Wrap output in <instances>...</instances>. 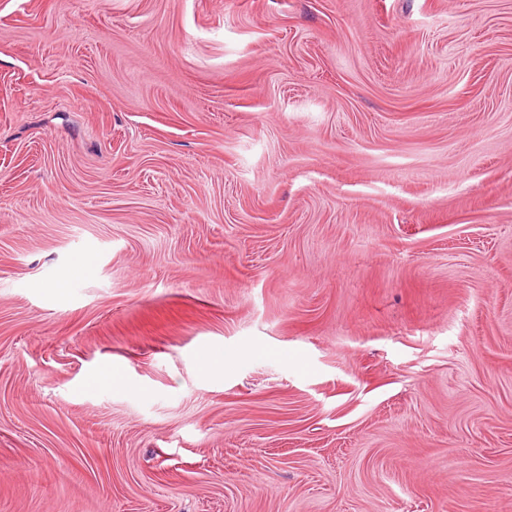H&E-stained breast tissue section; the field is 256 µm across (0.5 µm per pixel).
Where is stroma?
Wrapping results in <instances>:
<instances>
[{"label": "stroma", "mask_w": 512, "mask_h": 512, "mask_svg": "<svg viewBox=\"0 0 512 512\" xmlns=\"http://www.w3.org/2000/svg\"><path fill=\"white\" fill-rule=\"evenodd\" d=\"M0 512H512V0H0Z\"/></svg>", "instance_id": "1"}]
</instances>
